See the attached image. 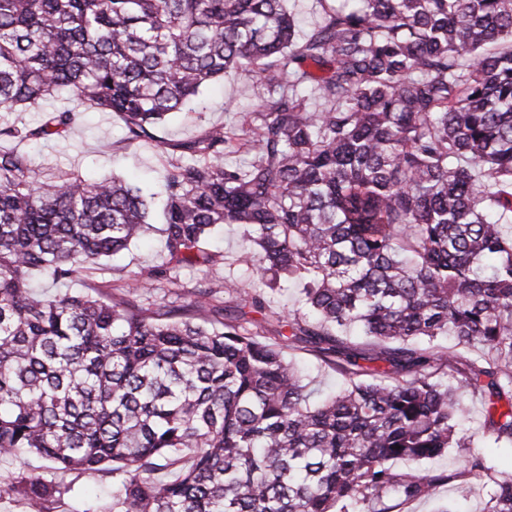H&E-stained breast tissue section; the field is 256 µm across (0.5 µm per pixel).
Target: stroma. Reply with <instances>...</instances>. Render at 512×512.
<instances>
[{"label": "stroma", "instance_id": "obj_1", "mask_svg": "<svg viewBox=\"0 0 512 512\" xmlns=\"http://www.w3.org/2000/svg\"><path fill=\"white\" fill-rule=\"evenodd\" d=\"M254 83L243 77L218 79L204 87L183 114L155 132L153 140L138 146L126 141L122 117L112 112L88 111L83 113L64 138L25 143L24 148L34 166L49 174L75 172L89 180L112 175L132 183L153 187L164 170L174 162L181 141L200 134L211 126L228 125L236 121L238 112L247 110L256 99ZM209 250L220 252L218 265L212 268L184 267L177 271L176 284L149 281L139 288L138 295L146 306L160 303L185 304L189 294L198 288L212 286L216 280L234 282L238 290L220 293L225 316L255 325L260 340L278 344L289 334V321L296 308L290 289L267 293L265 309L256 312L245 295L251 290L253 272L241 260V237L236 226L221 227L208 242ZM160 245L155 232L116 258L103 260L69 281L72 290H84L86 284H123L131 272L156 265L160 261ZM487 465L486 472L472 478L469 488L449 482L439 485L433 496L426 500L402 503L395 512H437L440 506L454 512H482L485 499L478 488L492 485L493 481L512 477V445L485 444L480 450ZM43 474L46 480L71 486L72 491L61 502L50 505L40 501L19 500L0 496V512H86L94 504L112 502L115 488L111 475L97 471H62L48 468L44 459L34 454L22 458L0 457V489L15 483L28 472Z\"/></svg>", "mask_w": 512, "mask_h": 512}]
</instances>
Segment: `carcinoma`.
I'll return each instance as SVG.
<instances>
[{"label":"carcinoma","mask_w":512,"mask_h":512,"mask_svg":"<svg viewBox=\"0 0 512 512\" xmlns=\"http://www.w3.org/2000/svg\"><path fill=\"white\" fill-rule=\"evenodd\" d=\"M319 3L300 39L287 0H0V112L65 93L120 114L132 144L214 79L258 87L240 129L181 144L155 195L49 180L0 147V455L112 474L98 512H391L488 470L475 441L512 444V0ZM79 118L5 121L0 139L62 138ZM235 154L249 160L224 163ZM155 216L161 262L116 293L33 290L35 273L65 281L128 249ZM224 224L252 243V306L299 290L304 317L277 345L224 321L210 288L137 300L143 279L215 266L205 243ZM298 339L342 389L313 397L283 355ZM462 388L484 404L471 434ZM450 448L453 473L397 468ZM70 491L32 473L3 493ZM483 512H512V479Z\"/></svg>","instance_id":"cac0c4a2"}]
</instances>
